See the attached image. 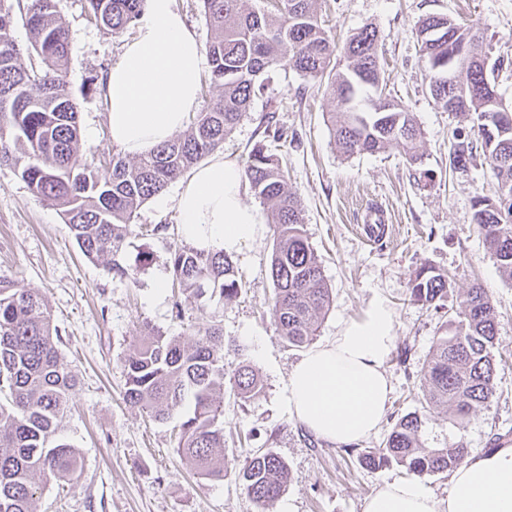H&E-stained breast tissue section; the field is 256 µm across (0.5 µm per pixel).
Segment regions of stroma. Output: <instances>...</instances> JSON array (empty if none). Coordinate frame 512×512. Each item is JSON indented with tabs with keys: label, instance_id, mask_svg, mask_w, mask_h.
I'll return each mask as SVG.
<instances>
[{
	"label": "stroma",
	"instance_id": "1",
	"mask_svg": "<svg viewBox=\"0 0 512 512\" xmlns=\"http://www.w3.org/2000/svg\"><path fill=\"white\" fill-rule=\"evenodd\" d=\"M71 32L67 82L80 113V149L100 176L118 155L107 122L99 82L118 60L135 28L120 36L87 22L85 0H57ZM318 18L337 46L366 26L382 34L378 46L385 71L384 94L412 113L422 132L421 159L408 163L401 149L343 156L329 133L331 100L315 80L295 71L269 73L265 89L225 140L227 157L246 162L263 140L260 119L274 113L288 130V143L269 142L288 169V185L304 207V230L332 291V304L314 339H332L340 326L360 317L378 299L396 314V342L385 369L393 393L374 436L351 447L323 441L288 410V376L299 348L278 335L272 318L273 285L268 264L273 228L232 260L243 282L238 296L217 302L202 298L175 305L171 251L182 244L173 199L180 180L163 193L166 207L149 199L118 255L132 275L108 274L85 258L57 206L34 196L20 175L0 166V279L45 296L62 341L63 361L76 379L71 408L55 439L77 448L83 461L78 481L47 485L37 512H362L367 497L384 482L407 478L389 464L362 468L359 452L379 447L401 417L424 412L420 439L429 448L464 442L472 454L493 450L495 434L512 445V280L471 222L476 197L493 196L487 160L476 157L467 171L450 163L452 135L461 122L431 96L424 75L416 23L443 14L479 30L490 58L512 64V0H317ZM379 204L391 215V236L368 242L359 232L361 212ZM449 276L448 298L440 309L411 302L408 283L423 265ZM492 295L496 314L498 372L490 402L463 426L441 409H426L422 375L433 343L444 335L463 294L473 282ZM181 341L199 340V328L218 325L224 334V366L249 363L262 391L240 399L225 385L223 480L194 475L175 447L183 419L150 420L123 399L124 361L137 343L139 326ZM269 449L288 466V483L278 499L258 506L242 489L238 472L257 449Z\"/></svg>",
	"mask_w": 512,
	"mask_h": 512
}]
</instances>
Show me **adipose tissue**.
Segmentation results:
<instances>
[{"mask_svg":"<svg viewBox=\"0 0 512 512\" xmlns=\"http://www.w3.org/2000/svg\"><path fill=\"white\" fill-rule=\"evenodd\" d=\"M203 64L202 45L174 0H147L134 38L104 81L113 144L139 156L172 139L198 105ZM246 189L243 167L214 152L174 199L180 236L198 250L242 252L264 232L261 214L244 200ZM394 323L393 310L376 300L333 339L302 354L288 377L290 414L338 446L375 434L392 391L384 366ZM362 512H512V445L466 459L452 472L447 496L415 479L392 481Z\"/></svg>","mask_w":512,"mask_h":512,"instance_id":"ef3b65f1","label":"adipose tissue"}]
</instances>
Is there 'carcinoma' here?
Masks as SVG:
<instances>
[{
    "label": "carcinoma",
    "mask_w": 512,
    "mask_h": 512,
    "mask_svg": "<svg viewBox=\"0 0 512 512\" xmlns=\"http://www.w3.org/2000/svg\"><path fill=\"white\" fill-rule=\"evenodd\" d=\"M24 22L30 45L13 37V0H0V165L14 168L39 198L61 207L80 250L101 261L107 272L130 278L118 253L138 210L165 191L169 182L224 146L249 109L258 81L266 73L292 69L319 81L334 103L330 136L346 157L400 148L409 163L419 159L421 132L411 113L388 100L389 112H366L369 94L380 89L379 31L366 26L339 49L322 28L316 0H269L258 10L252 0H202L215 33L207 47L211 82L220 94L205 112L192 113L185 133L150 153L112 158V174L100 177L94 162L79 152V112L65 79L71 34L57 0H25ZM88 22L119 35L140 16L145 0H86ZM427 73L453 66L461 81L476 90L496 88L504 65L448 58V41L420 42ZM28 54L29 65L22 63ZM476 95L456 114L470 131L453 133L451 163L465 168L482 152L497 182L494 198L477 197L471 222L512 280V112L481 111ZM266 138L288 134L260 120ZM245 174L275 224L270 263L272 314L279 335L292 347H306L332 303L323 269L303 229V208L289 187L279 156L259 142L248 155ZM173 280L187 297L235 298L242 288L224 252L178 247L171 257ZM410 297L439 308L448 295V275L423 266L409 283ZM494 305L480 283L468 288L457 317L436 338L423 372L425 400L444 406L448 418L462 421L496 392ZM45 297L0 280V512H36L47 484L69 485L82 460L66 443L50 445L71 407L75 380L64 365ZM125 401L156 421H164L185 401L192 410L180 424L176 452L199 476L224 479V336L215 326L186 344L149 326L125 359ZM233 387L242 399L261 390L249 366L239 367ZM423 415L408 414L391 428L380 448L358 456L360 466L376 470L394 461L415 476L452 471L468 455L460 441L452 448H427L420 439ZM286 463L273 451L257 450L238 472L243 490L258 505L277 499L288 480Z\"/></svg>",
    "instance_id": "obj_1"
}]
</instances>
